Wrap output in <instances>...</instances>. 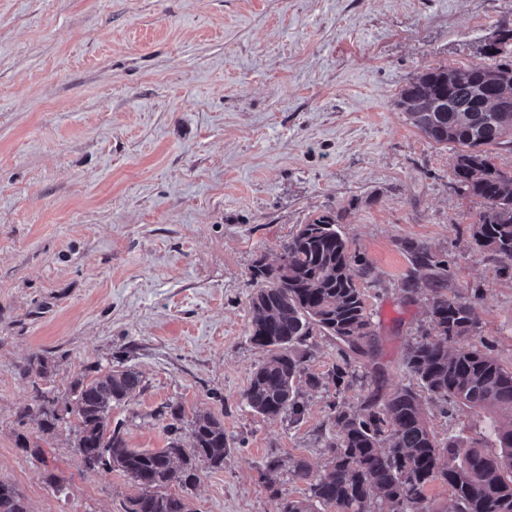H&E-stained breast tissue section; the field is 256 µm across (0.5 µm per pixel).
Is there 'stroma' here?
Segmentation results:
<instances>
[{
    "label": "stroma",
    "instance_id": "stroma-1",
    "mask_svg": "<svg viewBox=\"0 0 512 512\" xmlns=\"http://www.w3.org/2000/svg\"><path fill=\"white\" fill-rule=\"evenodd\" d=\"M501 21L512 0H0V480L30 512H125L138 492L85 470L73 423L40 428L33 386L66 398L96 366L142 378L112 408L130 447L167 446L169 403L223 419V468L198 464L181 491L192 512L307 496L288 461L321 470L334 407L407 382L430 327L433 288L403 289L411 242L445 260L444 293L472 301L487 352L512 368V266L471 237L482 205L454 185L453 146L396 105L427 68L480 62ZM325 213L371 270L357 285L376 355L311 337L321 386L298 378L300 414L262 417L243 399L268 356L250 338V274ZM38 356L35 379L23 368ZM425 408L441 438L508 418Z\"/></svg>",
    "mask_w": 512,
    "mask_h": 512
}]
</instances>
